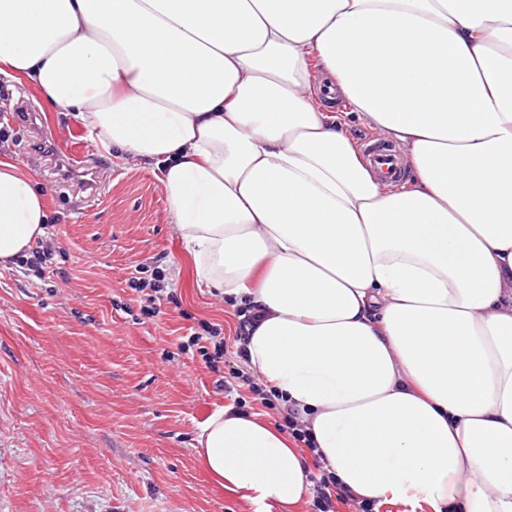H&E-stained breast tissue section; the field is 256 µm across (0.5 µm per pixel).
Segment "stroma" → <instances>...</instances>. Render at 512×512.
Here are the masks:
<instances>
[{
  "mask_svg": "<svg viewBox=\"0 0 512 512\" xmlns=\"http://www.w3.org/2000/svg\"><path fill=\"white\" fill-rule=\"evenodd\" d=\"M20 99L57 146L83 152L99 191L32 156L30 132L0 142L45 191L54 252L40 275L0 267V512H254L197 463L200 424L234 399L180 343L201 319L234 335L237 318L199 282L156 168L107 153L74 113L0 75V114ZM157 265L175 300L145 319L129 280Z\"/></svg>",
  "mask_w": 512,
  "mask_h": 512,
  "instance_id": "stroma-1",
  "label": "stroma"
}]
</instances>
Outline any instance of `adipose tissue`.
Returning a JSON list of instances; mask_svg holds the SVG:
<instances>
[{
	"instance_id": "1",
	"label": "adipose tissue",
	"mask_w": 512,
	"mask_h": 512,
	"mask_svg": "<svg viewBox=\"0 0 512 512\" xmlns=\"http://www.w3.org/2000/svg\"><path fill=\"white\" fill-rule=\"evenodd\" d=\"M0 74L156 167L199 281L263 313L251 369L355 495L512 512V0H0ZM48 219L0 159V265ZM196 442L255 512L310 493L259 414L221 408ZM345 112H350V108L345 103L341 102L340 106L336 107V111H334L333 114H336L340 120L348 122L354 127V135L358 140L360 148L362 141L370 138L364 148L365 158L368 163L374 167L381 164L385 173L394 183L400 182L403 179V165L397 154L393 153L392 150L381 142L371 140L374 139L376 135L366 127L359 125L354 115H350V113L346 114ZM407 176V172H405L404 183L402 180L400 184H405Z\"/></svg>"
}]
</instances>
